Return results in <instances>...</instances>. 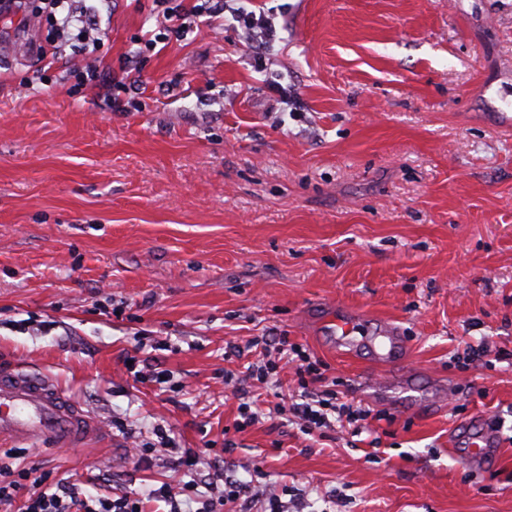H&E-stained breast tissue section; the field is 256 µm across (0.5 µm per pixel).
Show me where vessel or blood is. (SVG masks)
Here are the masks:
<instances>
[{"instance_id":"obj_1","label":"vessel or blood","mask_w":512,"mask_h":512,"mask_svg":"<svg viewBox=\"0 0 512 512\" xmlns=\"http://www.w3.org/2000/svg\"><path fill=\"white\" fill-rule=\"evenodd\" d=\"M326 324L337 348L345 352L365 347L372 358L386 364L399 363L406 353V339L393 322H383L376 336L361 334L365 320L353 315L330 317ZM99 431L98 422L50 378L19 369L0 370V437L30 447L77 448ZM496 443L493 434H471L466 460L484 459Z\"/></svg>"}]
</instances>
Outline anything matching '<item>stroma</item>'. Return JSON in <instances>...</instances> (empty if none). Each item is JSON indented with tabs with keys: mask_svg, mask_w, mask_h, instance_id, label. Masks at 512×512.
Returning a JSON list of instances; mask_svg holds the SVG:
<instances>
[{
	"mask_svg": "<svg viewBox=\"0 0 512 512\" xmlns=\"http://www.w3.org/2000/svg\"><path fill=\"white\" fill-rule=\"evenodd\" d=\"M255 3L276 26L262 61L229 13L159 50L153 0H98L100 50L41 61L18 46L48 21L0 16V366L57 379L107 432L2 440L0 461L144 512H209L228 479L252 512H512V0ZM91 64L108 84L75 89ZM350 311L399 325L405 361L336 354L319 324ZM258 336L302 345L383 420L304 434L276 412L300 394L288 368L236 432L224 372ZM466 422L495 457L463 463Z\"/></svg>",
	"mask_w": 512,
	"mask_h": 512,
	"instance_id": "1",
	"label": "stroma"
}]
</instances>
